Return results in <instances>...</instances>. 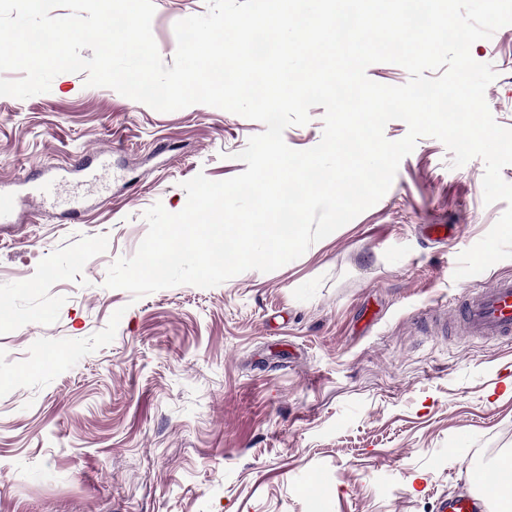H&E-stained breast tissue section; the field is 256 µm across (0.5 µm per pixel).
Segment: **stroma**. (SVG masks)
Segmentation results:
<instances>
[{"mask_svg":"<svg viewBox=\"0 0 512 512\" xmlns=\"http://www.w3.org/2000/svg\"><path fill=\"white\" fill-rule=\"evenodd\" d=\"M154 5L169 64L175 23L208 0ZM471 55L496 71L485 98L512 128V25ZM85 79L0 96V194L15 203L0 223V349L21 361L39 338L123 316L47 386L0 397V512H437L512 449V345L448 331L456 299L512 276L511 258L453 277L506 208L484 202L482 159L451 167L420 138L379 202L296 260L136 300L104 282L146 236L144 211H181L197 174L245 171L237 155L265 126L204 104L158 112ZM101 159L104 193L73 173ZM49 168L76 214L26 195ZM426 224L458 232L435 242Z\"/></svg>","mask_w":512,"mask_h":512,"instance_id":"1","label":"stroma"}]
</instances>
